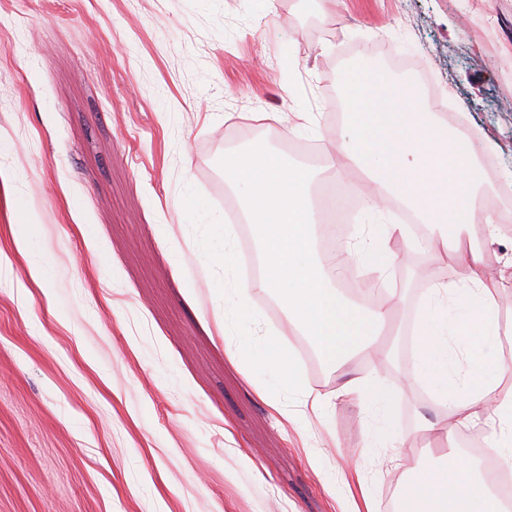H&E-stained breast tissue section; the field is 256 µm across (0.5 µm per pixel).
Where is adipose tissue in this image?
<instances>
[{"instance_id": "adipose-tissue-1", "label": "adipose tissue", "mask_w": 512, "mask_h": 512, "mask_svg": "<svg viewBox=\"0 0 512 512\" xmlns=\"http://www.w3.org/2000/svg\"><path fill=\"white\" fill-rule=\"evenodd\" d=\"M414 84L375 70L356 71L345 81V128L335 154L315 171L255 142L224 158V183L237 197L240 218L229 223L212 211L195 208L201 232L194 241L200 263L217 294L213 327L224 341V356L253 385L268 407L283 413L279 387L300 390L303 405L323 411L327 399L311 389L293 367L287 348L276 345L274 330L257 331L259 313L250 294L260 291L283 305L289 322L307 337L328 364L343 376L344 390H361L375 405L391 397L380 377L361 378L352 365L374 354L373 334L391 315L390 296H371L357 304L340 294L337 283L349 274L347 256L357 255L378 273L392 266V241L427 254L443 245L463 266L462 282L442 279L423 264L428 284L423 313L412 329L414 354L408 364L444 406L443 418L423 429L454 441L478 419L491 423L485 439L489 456L512 461V389L499 384L512 375L502 351L499 280L486 262V248L503 244L504 229L493 217L477 221V196L485 182L471 138L448 128L428 107L417 106ZM361 175L354 184L367 208L389 200L411 212L423 233L407 224H369L345 246L344 255L322 257L318 240L324 215L343 204L333 193L315 194L322 180ZM250 234L259 265L246 271L242 236ZM463 378L449 379L456 366ZM401 494L402 512H506L473 458L456 452L444 461H416Z\"/></svg>"}]
</instances>
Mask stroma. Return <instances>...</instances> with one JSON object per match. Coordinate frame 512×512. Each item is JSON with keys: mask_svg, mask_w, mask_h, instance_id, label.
Wrapping results in <instances>:
<instances>
[{"mask_svg": "<svg viewBox=\"0 0 512 512\" xmlns=\"http://www.w3.org/2000/svg\"><path fill=\"white\" fill-rule=\"evenodd\" d=\"M363 64L430 73L421 101L454 105L448 126L477 132L496 167L488 197L512 198V0H338L325 15L305 0H0V167L38 218L18 251L0 194V512H345L354 469L397 512L406 468L443 445L422 426L445 410L405 366L426 293L415 254L398 247L388 281L391 362L356 366L394 393L387 416L312 369L281 304L253 293L330 399L296 428L203 325L214 290L186 205L224 214V157L255 141L320 165Z\"/></svg>", "mask_w": 512, "mask_h": 512, "instance_id": "stroma-1", "label": "stroma"}]
</instances>
